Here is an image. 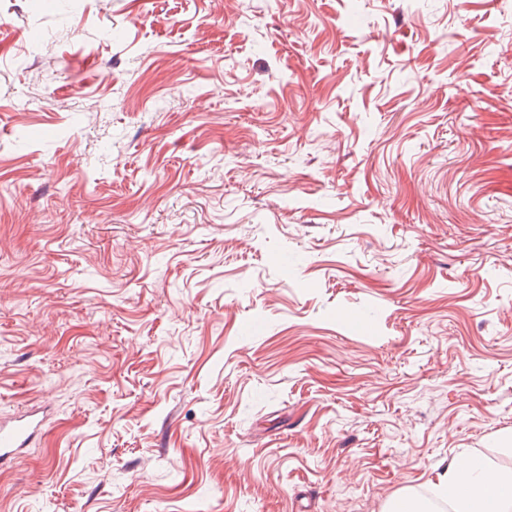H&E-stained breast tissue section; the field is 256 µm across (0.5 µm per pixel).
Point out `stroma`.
<instances>
[{"instance_id":"obj_1","label":"stroma","mask_w":512,"mask_h":512,"mask_svg":"<svg viewBox=\"0 0 512 512\" xmlns=\"http://www.w3.org/2000/svg\"><path fill=\"white\" fill-rule=\"evenodd\" d=\"M0 512H424L512 471V0H0ZM31 412H21L8 421L0 420V460L12 458L26 448L43 426Z\"/></svg>"}]
</instances>
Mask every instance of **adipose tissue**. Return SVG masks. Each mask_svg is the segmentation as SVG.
<instances>
[{
	"instance_id": "1",
	"label": "adipose tissue",
	"mask_w": 512,
	"mask_h": 512,
	"mask_svg": "<svg viewBox=\"0 0 512 512\" xmlns=\"http://www.w3.org/2000/svg\"><path fill=\"white\" fill-rule=\"evenodd\" d=\"M445 494L456 512H512V472L472 457L448 466Z\"/></svg>"
}]
</instances>
